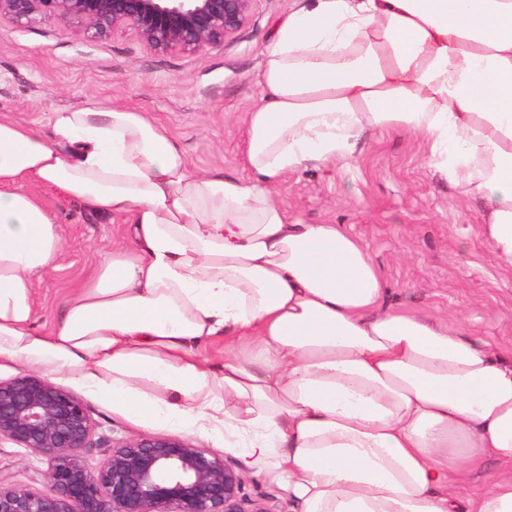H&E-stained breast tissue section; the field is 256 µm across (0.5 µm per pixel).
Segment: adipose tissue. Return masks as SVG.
I'll list each match as a JSON object with an SVG mask.
<instances>
[{
  "label": "adipose tissue",
  "mask_w": 512,
  "mask_h": 512,
  "mask_svg": "<svg viewBox=\"0 0 512 512\" xmlns=\"http://www.w3.org/2000/svg\"><path fill=\"white\" fill-rule=\"evenodd\" d=\"M259 85L244 177L196 171L147 113L94 98L52 112L49 139L0 116V370L65 376L143 428L223 435L302 512H512V477L449 480L512 467V361L463 321L385 307L358 238L278 201L288 174L412 131L511 267L512 0H299ZM43 187L125 225L47 330L33 280L63 244Z\"/></svg>",
  "instance_id": "adipose-tissue-1"
}]
</instances>
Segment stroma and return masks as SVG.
Here are the masks:
<instances>
[{
  "label": "stroma",
  "instance_id": "obj_1",
  "mask_svg": "<svg viewBox=\"0 0 512 512\" xmlns=\"http://www.w3.org/2000/svg\"><path fill=\"white\" fill-rule=\"evenodd\" d=\"M297 0H253L246 24L223 46L157 55L137 37L117 33L91 41L49 19L21 27L0 19V115L50 134V112L75 109L88 96L149 113L202 172L246 176L242 151L247 112L258 103L260 52ZM421 136L362 139L355 154L288 174L278 196L290 217L339 224L367 245L388 288L389 307L442 319L463 315L475 342L512 360V268L503 266L481 233L482 203L459 202L457 189L425 163ZM40 196L56 214L64 247L55 270L36 283V323L51 327L73 288L97 269L121 220H109L52 188ZM73 393L82 394L80 386ZM99 434L124 440L151 430L82 394ZM46 462L0 440V474L29 483Z\"/></svg>",
  "mask_w": 512,
  "mask_h": 512
}]
</instances>
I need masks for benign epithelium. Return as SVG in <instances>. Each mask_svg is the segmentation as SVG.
Masks as SVG:
<instances>
[{"mask_svg":"<svg viewBox=\"0 0 512 512\" xmlns=\"http://www.w3.org/2000/svg\"><path fill=\"white\" fill-rule=\"evenodd\" d=\"M252 0H0V18L30 25L57 18L91 39L135 35L155 54L224 44ZM83 399L34 373L0 381V437L41 456L43 493L0 478V512H277L244 495V477L223 457L177 436L100 447Z\"/></svg>","mask_w":512,"mask_h":512,"instance_id":"obj_1","label":"benign epithelium"}]
</instances>
